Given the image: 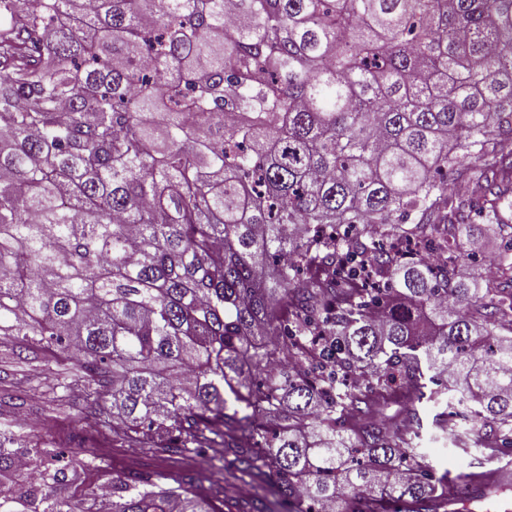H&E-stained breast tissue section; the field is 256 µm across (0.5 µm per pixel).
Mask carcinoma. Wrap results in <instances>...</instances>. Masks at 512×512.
Returning a JSON list of instances; mask_svg holds the SVG:
<instances>
[{"label":"carcinoma","instance_id":"obj_1","mask_svg":"<svg viewBox=\"0 0 512 512\" xmlns=\"http://www.w3.org/2000/svg\"><path fill=\"white\" fill-rule=\"evenodd\" d=\"M503 136L512 0H0V340L85 431L232 448L289 512H448L487 480L430 467L416 404L512 444V246L496 288L457 260L472 214L512 230ZM24 404L0 512H217L150 475L72 503Z\"/></svg>","mask_w":512,"mask_h":512}]
</instances>
